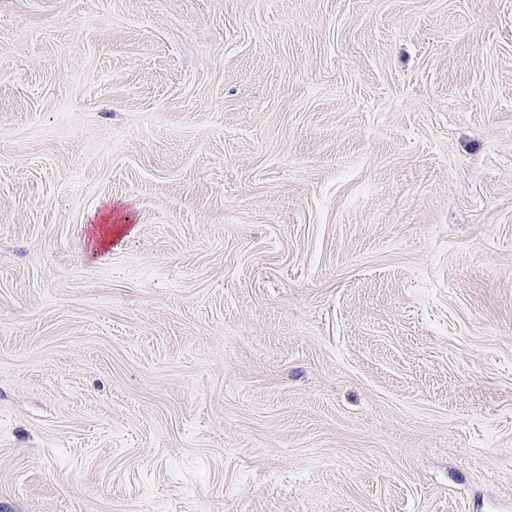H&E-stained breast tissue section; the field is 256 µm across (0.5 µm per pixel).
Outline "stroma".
<instances>
[{
	"mask_svg": "<svg viewBox=\"0 0 512 512\" xmlns=\"http://www.w3.org/2000/svg\"><path fill=\"white\" fill-rule=\"evenodd\" d=\"M0 512H512V0H0Z\"/></svg>",
	"mask_w": 512,
	"mask_h": 512,
	"instance_id": "stroma-1",
	"label": "stroma"
}]
</instances>
